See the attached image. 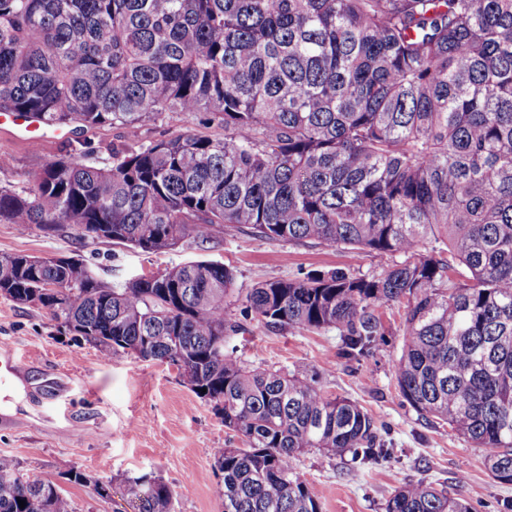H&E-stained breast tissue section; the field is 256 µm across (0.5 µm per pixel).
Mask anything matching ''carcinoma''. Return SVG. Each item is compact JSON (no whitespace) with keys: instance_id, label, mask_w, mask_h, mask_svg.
I'll return each instance as SVG.
<instances>
[{"instance_id":"carcinoma-1","label":"carcinoma","mask_w":512,"mask_h":512,"mask_svg":"<svg viewBox=\"0 0 512 512\" xmlns=\"http://www.w3.org/2000/svg\"><path fill=\"white\" fill-rule=\"evenodd\" d=\"M0 112L126 131L108 163L70 154L20 190L0 185V223L21 231L104 225L103 241L162 252L233 224L401 258L377 275L265 282L238 295L240 315L334 330L351 362L406 303L401 394L512 484V0H0ZM181 114L224 134L142 141L146 123ZM30 258L0 253L1 296L108 355L175 368L237 433L243 447L214 451L224 512H320L298 456L382 454L356 402L225 350L244 329L228 313L234 269L192 261L111 285ZM52 283L66 285L62 312ZM122 495L174 512L171 487L147 474ZM0 512L76 507L0 455ZM385 512L472 508L419 481Z\"/></svg>"}]
</instances>
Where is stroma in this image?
<instances>
[{"instance_id":"35a3bbf8","label":"stroma","mask_w":512,"mask_h":512,"mask_svg":"<svg viewBox=\"0 0 512 512\" xmlns=\"http://www.w3.org/2000/svg\"><path fill=\"white\" fill-rule=\"evenodd\" d=\"M180 133L216 136L220 130L194 115L164 116L149 123L144 136L153 141ZM25 137L16 127H0L2 186L23 187L29 171L63 155L107 158L125 131L118 126L83 131L73 123L63 134L48 132L37 148L25 145ZM0 252L77 256L106 282L212 260L234 268L235 286L243 291L302 270L377 274L393 263L376 253L261 239L235 225L225 226L215 241L188 237L174 249L145 253L84 239L70 228L48 234L36 226L22 232L0 223ZM403 313L398 306L383 317L381 339L358 363L341 358V340L332 330L275 332L253 322L248 333L228 338L227 347L251 367L301 371L356 401L373 418L389 457L364 467L346 457L330 460L311 453L296 460L320 512H384L396 489L419 480L464 497L474 512H512V485L495 481L469 441L429 424L400 394L394 365L402 353ZM2 340L12 345L26 371L20 400L10 389V374L0 375V406H15L10 423L0 424V455L19 460L31 476L61 484L78 512H133L121 487L126 478L144 472L171 487L175 512H223L215 493L214 451L240 447L241 441L180 382L175 369L122 355L105 358L98 346L62 329L47 310L0 296ZM75 469L88 475L89 483L67 482ZM97 479L111 481L109 496L96 493Z\"/></svg>"}]
</instances>
